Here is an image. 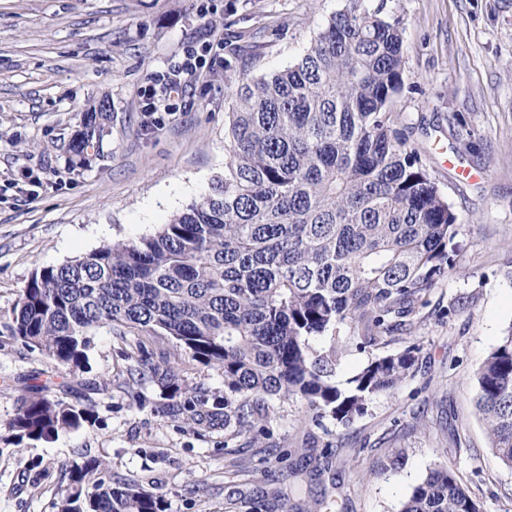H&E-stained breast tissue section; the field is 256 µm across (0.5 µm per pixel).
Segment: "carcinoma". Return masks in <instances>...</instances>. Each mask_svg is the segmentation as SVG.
<instances>
[{
    "instance_id": "cac0c4a2",
    "label": "carcinoma",
    "mask_w": 512,
    "mask_h": 512,
    "mask_svg": "<svg viewBox=\"0 0 512 512\" xmlns=\"http://www.w3.org/2000/svg\"><path fill=\"white\" fill-rule=\"evenodd\" d=\"M333 14L286 68L233 77L224 177L155 234L104 245L36 272L14 308L12 333L57 366L79 369L91 336H168L224 373V428L267 432L266 401L297 397L343 426L396 390L419 347L375 356L336 383L352 323L368 352L403 330L448 272L457 216L394 127L403 90L402 30L363 0ZM87 109L74 156L102 147L112 121ZM333 337L326 349L311 340ZM182 393L170 366L147 364ZM475 406L496 456L512 468V328L475 374ZM95 421L88 407L46 395L21 403L8 428L39 441ZM59 512H165L163 498L112 479L96 459L69 467ZM401 512H480L468 488L437 465Z\"/></svg>"
}]
</instances>
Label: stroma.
I'll use <instances>...</instances> for the list:
<instances>
[{
	"instance_id": "obj_1",
	"label": "stroma",
	"mask_w": 512,
	"mask_h": 512,
	"mask_svg": "<svg viewBox=\"0 0 512 512\" xmlns=\"http://www.w3.org/2000/svg\"><path fill=\"white\" fill-rule=\"evenodd\" d=\"M365 3L404 29L396 126L458 217L454 265L375 349L419 345L412 374L352 426L272 398L268 434L232 438L223 372L171 339L103 328L69 371L13 336V310L36 271L155 234L223 176L228 39L245 48L239 72L281 70L347 0H0V512H59L70 465L89 458L165 512H400L439 464L482 512H512V469L474 403L478 367L512 328V0ZM196 51L205 64L182 95L147 115L150 77ZM102 99L111 133L77 164L69 143ZM140 341L207 404L186 410L130 376ZM44 387L94 423L16 441L9 420Z\"/></svg>"
}]
</instances>
